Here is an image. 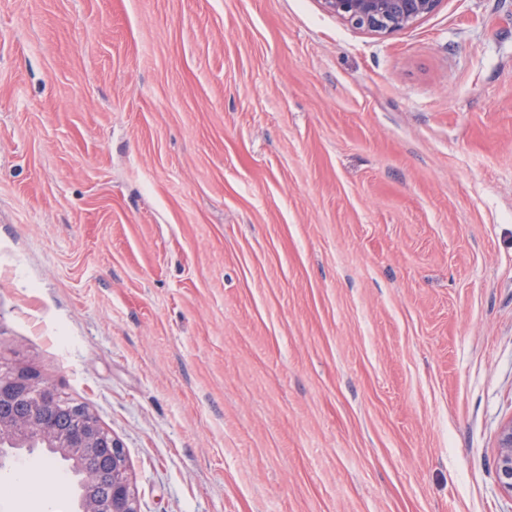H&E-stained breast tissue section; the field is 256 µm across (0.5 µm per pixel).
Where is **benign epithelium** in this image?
I'll list each match as a JSON object with an SVG mask.
<instances>
[{
	"instance_id": "benign-epithelium-1",
	"label": "benign epithelium",
	"mask_w": 512,
	"mask_h": 512,
	"mask_svg": "<svg viewBox=\"0 0 512 512\" xmlns=\"http://www.w3.org/2000/svg\"><path fill=\"white\" fill-rule=\"evenodd\" d=\"M329 13L355 29L391 35L411 28L440 7L443 0H319ZM57 392L36 374L18 371L0 382V436L22 447L38 436L53 455L70 461L80 474L84 492L79 512H140L129 465L121 443L95 415L72 411V422L55 407ZM497 476L512 494V421L498 437Z\"/></svg>"
}]
</instances>
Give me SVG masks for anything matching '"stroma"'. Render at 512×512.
Here are the masks:
<instances>
[{
	"label": "stroma",
	"instance_id": "obj_1",
	"mask_svg": "<svg viewBox=\"0 0 512 512\" xmlns=\"http://www.w3.org/2000/svg\"><path fill=\"white\" fill-rule=\"evenodd\" d=\"M4 362L141 512H512V0H0ZM329 13L353 28L391 35L411 28L440 7L443 0H319ZM497 476L500 486L512 495V421L504 425L498 437Z\"/></svg>",
	"mask_w": 512,
	"mask_h": 512
}]
</instances>
